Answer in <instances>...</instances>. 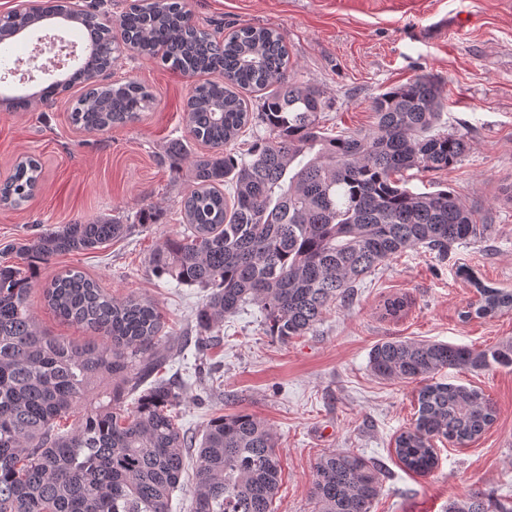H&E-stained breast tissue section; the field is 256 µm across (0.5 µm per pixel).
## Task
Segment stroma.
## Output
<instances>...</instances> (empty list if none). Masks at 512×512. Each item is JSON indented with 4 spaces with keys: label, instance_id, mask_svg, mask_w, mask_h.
Listing matches in <instances>:
<instances>
[{
    "label": "stroma",
    "instance_id": "obj_1",
    "mask_svg": "<svg viewBox=\"0 0 512 512\" xmlns=\"http://www.w3.org/2000/svg\"><path fill=\"white\" fill-rule=\"evenodd\" d=\"M187 8L213 35L244 25L278 30L291 75L324 90L322 121L332 136L370 129L371 102L380 93L421 73L437 77L446 100L438 129L461 135L467 150L451 167L408 171L409 185L452 190L493 230L444 259L413 248L386 260L352 301L332 304L313 332L286 343L264 335L258 305L225 317L220 344L202 355L187 345L166 366L182 389L181 427L195 434L210 419L240 411L268 424L281 467L274 512H314L315 467L331 450L380 463L373 512H445L450 499L489 487L512 500V367L440 373L442 381L481 389L496 418L465 447L435 441L438 467L428 476L404 470L394 452L396 437L415 420L416 384L380 380L369 367L372 347L388 339L478 350L512 339V310L475 316L479 295L460 274L466 268L486 285L512 290V202L504 196L512 187V0H187ZM111 78L136 80L153 99L137 121L103 133L73 126L74 89L28 111L0 105V180L20 158L41 166L32 198L21 209H0V247L41 227L119 219L132 227L125 237L41 265L28 297L37 325L73 343L95 340V333L60 321L44 301L45 285L76 268L112 296L154 301L169 339L195 337L205 290L157 277L149 259L185 229L189 185L167 148L179 140L190 152H205L185 123L190 91L202 78L167 68L160 57L124 52ZM146 209L156 217L142 226L138 215ZM396 297L405 301L402 310L387 314L385 301Z\"/></svg>",
    "mask_w": 512,
    "mask_h": 512
}]
</instances>
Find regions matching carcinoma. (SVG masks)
<instances>
[{
  "label": "carcinoma",
  "mask_w": 512,
  "mask_h": 512,
  "mask_svg": "<svg viewBox=\"0 0 512 512\" xmlns=\"http://www.w3.org/2000/svg\"><path fill=\"white\" fill-rule=\"evenodd\" d=\"M65 12V0H44L11 24L38 26ZM185 14V0H133L116 21L122 42L102 28L103 50L89 55L67 87L90 85L121 49L153 56L163 47L162 62L184 75L222 76L194 86L186 103L190 135L208 152L190 156L178 141L168 147L170 157L189 161L186 232L166 239L151 257L157 275L210 290L197 314L198 351L213 345L224 317L249 304L260 305L265 335L286 343L312 331L331 303L349 300L356 284L391 256L421 246L445 258L454 245L487 237L491 225L476 223L453 192H416L397 178L412 169L448 168L466 151L463 137L431 133L443 98L430 76L375 97L372 129L330 136L320 121L324 92L287 74L279 31L244 26L204 51L208 34H190ZM242 90L261 93L260 112L249 111ZM150 99L135 80L102 84L76 101L71 120L88 132L105 131L137 120ZM254 118L270 138L255 143L250 160H240L228 147ZM40 175L31 157L15 164L11 207L28 201ZM127 231L107 217L45 228L8 246L24 267L0 263V512H169L192 438L178 424L177 385L163 373L157 306L147 298H116L80 270L58 274L44 288L49 307L101 338L78 346L42 333L28 304L41 264ZM480 294L479 314L512 310V291ZM495 364L512 366L511 340L490 350L413 340L372 347L369 366L377 377L419 384L414 425L395 440L405 470L430 474L438 465L434 440L464 447L496 417L481 390L435 376ZM103 377L112 378L106 400L58 432ZM279 481L271 428L247 412L215 417L198 440L191 512H273ZM381 489L379 463L333 451L318 461L311 494L316 512H372ZM448 512H512V501L479 489L450 501Z\"/></svg>",
  "instance_id": "cac0c4a2"
}]
</instances>
